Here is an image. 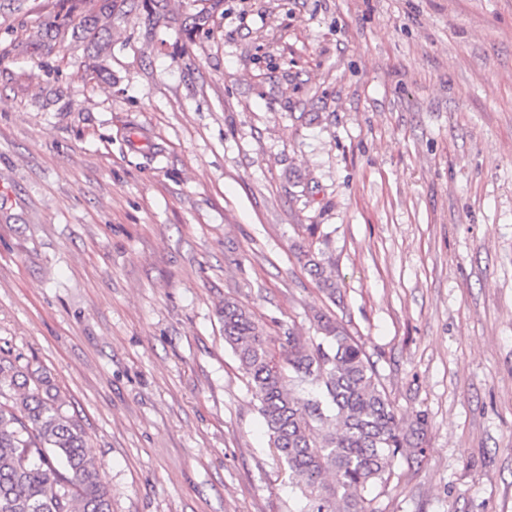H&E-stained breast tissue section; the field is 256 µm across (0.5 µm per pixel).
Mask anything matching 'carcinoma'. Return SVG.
Returning <instances> with one entry per match:
<instances>
[{"label":"carcinoma","instance_id":"obj_1","mask_svg":"<svg viewBox=\"0 0 512 512\" xmlns=\"http://www.w3.org/2000/svg\"><path fill=\"white\" fill-rule=\"evenodd\" d=\"M298 261L330 297L336 281L318 255ZM320 342L288 331L276 361L252 315L224 302V342L236 354L269 443L287 466L303 506L297 512H366L397 457L414 447L362 346L337 322L317 316ZM0 512H112L84 429L48 377L0 358Z\"/></svg>","mask_w":512,"mask_h":512}]
</instances>
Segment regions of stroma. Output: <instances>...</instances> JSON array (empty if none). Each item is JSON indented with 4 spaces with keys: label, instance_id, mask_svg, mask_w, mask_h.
Listing matches in <instances>:
<instances>
[{
    "label": "stroma",
    "instance_id": "1",
    "mask_svg": "<svg viewBox=\"0 0 512 512\" xmlns=\"http://www.w3.org/2000/svg\"><path fill=\"white\" fill-rule=\"evenodd\" d=\"M103 2L0 0V357L112 512H295L228 300L424 418L367 512H512V0ZM297 255L298 261L302 264V267L315 278L319 287L326 290L331 298H335L336 281L332 278L330 273H327L318 255L312 251L310 247L305 249L303 246L299 248Z\"/></svg>",
    "mask_w": 512,
    "mask_h": 512
}]
</instances>
